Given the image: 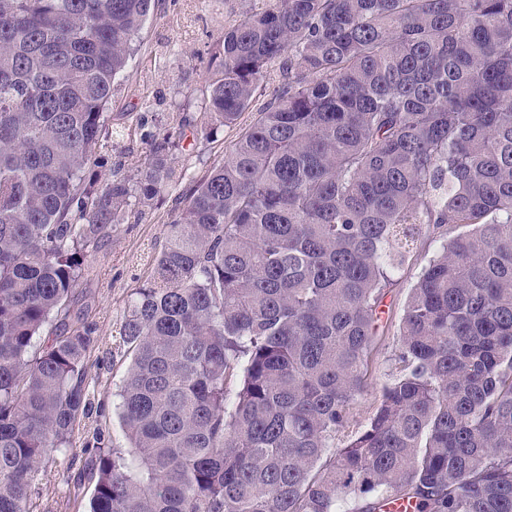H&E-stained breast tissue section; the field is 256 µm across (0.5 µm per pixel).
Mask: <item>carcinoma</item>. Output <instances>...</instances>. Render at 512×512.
<instances>
[{"mask_svg":"<svg viewBox=\"0 0 512 512\" xmlns=\"http://www.w3.org/2000/svg\"><path fill=\"white\" fill-rule=\"evenodd\" d=\"M153 7L0 0V512H39L44 457L91 415L99 338L71 314L87 254L273 71L131 297L128 449L94 434L90 512H512V0H267L213 45L199 112L103 180ZM431 227L395 365L338 446L392 275Z\"/></svg>","mask_w":512,"mask_h":512,"instance_id":"carcinoma-1","label":"carcinoma"}]
</instances>
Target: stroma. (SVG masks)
I'll use <instances>...</instances> for the list:
<instances>
[{"label":"stroma","mask_w":512,"mask_h":512,"mask_svg":"<svg viewBox=\"0 0 512 512\" xmlns=\"http://www.w3.org/2000/svg\"><path fill=\"white\" fill-rule=\"evenodd\" d=\"M264 2L155 0L126 74L112 92L109 112L113 129L140 120L145 132L158 135L167 129L173 113L197 112L199 91L207 77L209 48L223 36L226 27L243 13L260 9ZM252 119V113H243L237 126L225 129L210 142L176 154L175 168L200 178L211 166L223 162L240 127ZM187 189L184 183L167 187L160 204L119 225L85 261L74 290V306L87 310L99 338L98 348L86 362L94 411L83 420L68 447L52 450L45 457L38 477L45 512H86L94 483L78 480L77 474L85 462V443L94 432H101L113 447L126 445L118 416V394L131 356L119 345L120 330L132 293L147 278V257L163 247L171 215ZM439 246L436 234L421 233L408 267L393 278L384 300L381 341L374 355L379 371H388L394 364V330L403 302L425 259Z\"/></svg>","instance_id":"obj_1"}]
</instances>
